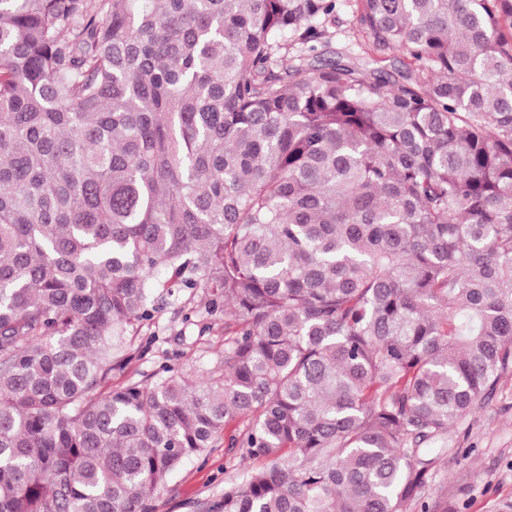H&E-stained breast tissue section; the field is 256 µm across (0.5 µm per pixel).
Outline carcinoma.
Wrapping results in <instances>:
<instances>
[{
	"label": "carcinoma",
	"mask_w": 512,
	"mask_h": 512,
	"mask_svg": "<svg viewBox=\"0 0 512 512\" xmlns=\"http://www.w3.org/2000/svg\"><path fill=\"white\" fill-rule=\"evenodd\" d=\"M389 71L311 59L336 0H0V512H433L512 374V0H357ZM167 279L159 281L155 271ZM224 364L112 387L155 299ZM260 464L228 454L221 437L214 448L186 458L167 475L154 501L155 512H214L209 505L224 495V483Z\"/></svg>",
	"instance_id": "obj_1"
}]
</instances>
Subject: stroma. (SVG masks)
Here are the masks:
<instances>
[{
	"mask_svg": "<svg viewBox=\"0 0 512 512\" xmlns=\"http://www.w3.org/2000/svg\"><path fill=\"white\" fill-rule=\"evenodd\" d=\"M336 3L334 21L314 44L316 54L337 51L360 61L377 58L387 69L399 63L396 53L375 56L356 22V0ZM157 307L152 319L139 323L133 344L140 352L113 372V386L153 384L166 365L183 366L204 378L223 359L224 315L207 314L199 292L181 289L163 295ZM257 465V460L240 458L216 443L167 475L154 501L155 512H210L225 482ZM427 494L447 500L455 512H495L499 501L512 499V375L501 379L492 399L450 429L447 459Z\"/></svg>",
	"mask_w": 512,
	"mask_h": 512,
	"instance_id": "35a3bbf8",
	"label": "stroma"
}]
</instances>
